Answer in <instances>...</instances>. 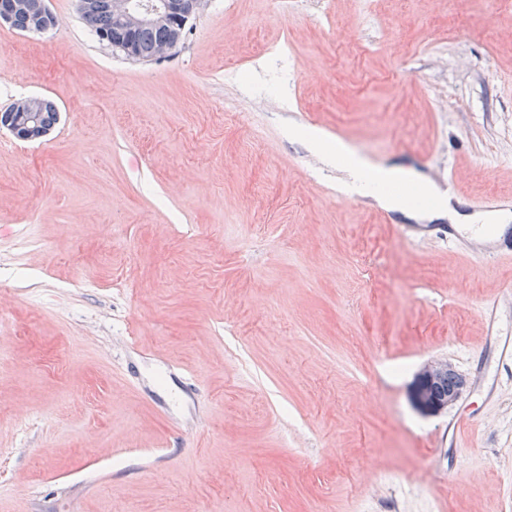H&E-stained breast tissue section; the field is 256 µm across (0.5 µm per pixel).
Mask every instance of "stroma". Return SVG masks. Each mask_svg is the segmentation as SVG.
<instances>
[{"label":"stroma","mask_w":512,"mask_h":512,"mask_svg":"<svg viewBox=\"0 0 512 512\" xmlns=\"http://www.w3.org/2000/svg\"><path fill=\"white\" fill-rule=\"evenodd\" d=\"M47 4L0 26V109L60 112L0 131V512H512V364L412 403L512 336V259L305 136L512 216V0H207L148 62ZM45 100L28 97L14 102L8 109L0 113V127L7 129L16 139L35 141L46 137L57 123L58 112L48 101L42 111ZM42 111L41 121L40 115ZM305 136L312 145L323 147L328 159L336 162V165L342 166L348 172L350 190L361 194L372 193L385 205L399 204L402 201V198L386 194L382 190V183L397 181L401 178L397 172L393 170L381 172L371 169L341 143L324 148L320 137L314 131L307 132ZM465 378L451 364L440 362L423 369L413 387V402L429 413H441L461 395Z\"/></svg>","instance_id":"stroma-1"}]
</instances>
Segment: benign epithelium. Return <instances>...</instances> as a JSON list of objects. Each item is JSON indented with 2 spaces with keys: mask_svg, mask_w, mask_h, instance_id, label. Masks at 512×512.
<instances>
[{
  "mask_svg": "<svg viewBox=\"0 0 512 512\" xmlns=\"http://www.w3.org/2000/svg\"><path fill=\"white\" fill-rule=\"evenodd\" d=\"M206 0H79V9L88 17L105 10L112 14L115 26L110 33L99 34L100 41L119 48L132 58H139L132 34L145 25L167 26L172 37L160 44L155 58L168 56L178 45L181 32L203 8ZM48 11L46 0H8L0 6V25H13L15 15L25 13L33 19L32 34L46 32L52 25L45 22ZM44 100L28 97L14 102L0 112V127L16 139L35 141L46 137L51 128L40 122ZM465 378L451 364L440 362L423 369L413 387V402L429 413H441L453 405L461 395Z\"/></svg>",
  "mask_w": 512,
  "mask_h": 512,
  "instance_id": "7a95c632",
  "label": "benign epithelium"
}]
</instances>
